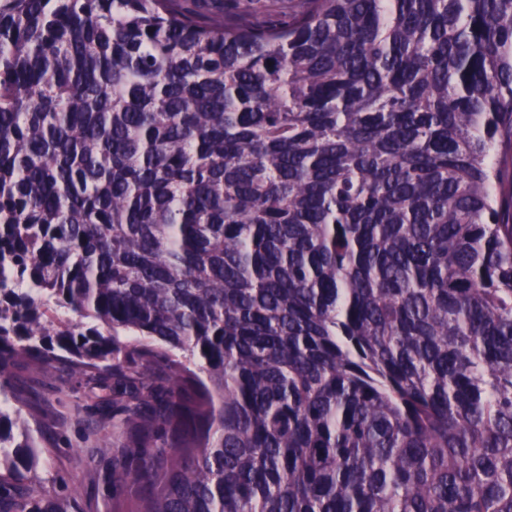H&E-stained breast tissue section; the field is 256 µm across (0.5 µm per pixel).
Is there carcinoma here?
<instances>
[{
	"mask_svg": "<svg viewBox=\"0 0 512 512\" xmlns=\"http://www.w3.org/2000/svg\"><path fill=\"white\" fill-rule=\"evenodd\" d=\"M20 363L112 512H512V0H0Z\"/></svg>",
	"mask_w": 512,
	"mask_h": 512,
	"instance_id": "obj_1",
	"label": "carcinoma"
}]
</instances>
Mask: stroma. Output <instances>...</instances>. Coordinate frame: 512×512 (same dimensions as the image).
I'll list each match as a JSON object with an SVG mask.
<instances>
[{
  "label": "stroma",
  "mask_w": 512,
  "mask_h": 512,
  "mask_svg": "<svg viewBox=\"0 0 512 512\" xmlns=\"http://www.w3.org/2000/svg\"><path fill=\"white\" fill-rule=\"evenodd\" d=\"M14 384L28 390L40 407L33 434L41 448L37 467L41 501L67 505L68 512H112L110 459L95 452L96 416L86 398L85 379L63 366L46 376L25 365L16 369ZM60 386L66 389L71 409L56 401Z\"/></svg>",
  "instance_id": "obj_1"
}]
</instances>
